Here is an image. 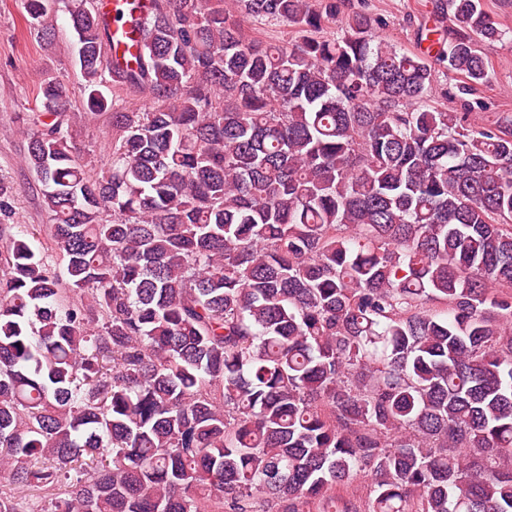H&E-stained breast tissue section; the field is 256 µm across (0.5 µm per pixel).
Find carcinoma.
<instances>
[{"label":"carcinoma","instance_id":"cac0c4a2","mask_svg":"<svg viewBox=\"0 0 512 512\" xmlns=\"http://www.w3.org/2000/svg\"><path fill=\"white\" fill-rule=\"evenodd\" d=\"M345 6L149 0L110 61L112 18L69 0L112 163L46 80L48 250L0 227V512H512V112L432 105L505 32L433 0L409 54L358 11L324 35ZM21 7L51 35L55 0ZM244 32L248 38L265 43L282 44L295 40L297 30L276 20H247L244 22Z\"/></svg>","mask_w":512,"mask_h":512}]
</instances>
